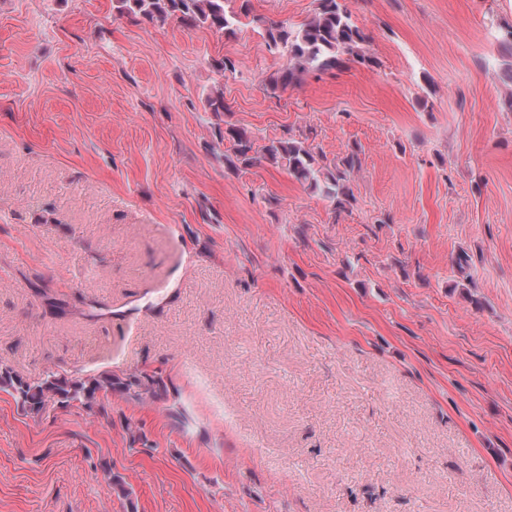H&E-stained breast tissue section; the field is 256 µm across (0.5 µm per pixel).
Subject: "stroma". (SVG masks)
<instances>
[{
    "mask_svg": "<svg viewBox=\"0 0 512 512\" xmlns=\"http://www.w3.org/2000/svg\"><path fill=\"white\" fill-rule=\"evenodd\" d=\"M346 5L375 66L274 94L263 28L315 0H252L230 37L0 0V359L159 368L190 416L0 392V512H126L103 461L137 512H512V0ZM229 124L360 146L349 212L226 173Z\"/></svg>",
    "mask_w": 512,
    "mask_h": 512,
    "instance_id": "1",
    "label": "stroma"
}]
</instances>
